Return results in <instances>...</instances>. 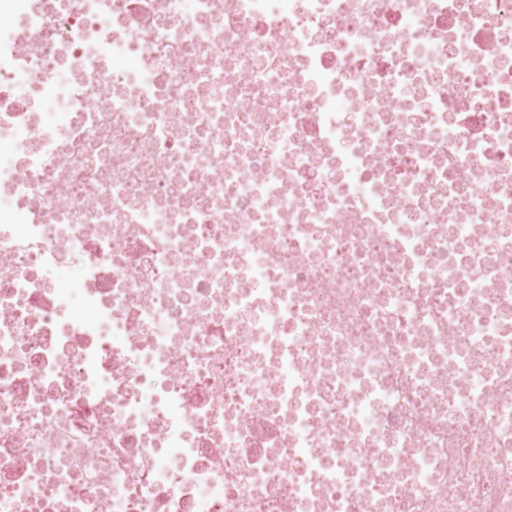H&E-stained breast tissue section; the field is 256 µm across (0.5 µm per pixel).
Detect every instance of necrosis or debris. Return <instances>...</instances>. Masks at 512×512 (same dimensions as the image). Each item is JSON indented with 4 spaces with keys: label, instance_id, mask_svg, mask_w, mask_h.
I'll list each match as a JSON object with an SVG mask.
<instances>
[{
    "label": "necrosis or debris",
    "instance_id": "necrosis-or-debris-1",
    "mask_svg": "<svg viewBox=\"0 0 512 512\" xmlns=\"http://www.w3.org/2000/svg\"><path fill=\"white\" fill-rule=\"evenodd\" d=\"M0 512H512V0H0Z\"/></svg>",
    "mask_w": 512,
    "mask_h": 512
}]
</instances>
